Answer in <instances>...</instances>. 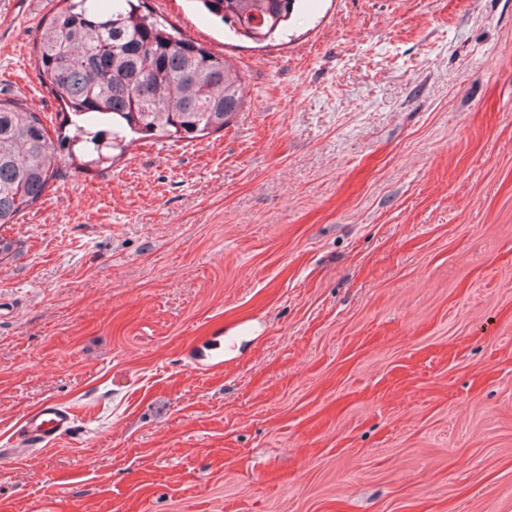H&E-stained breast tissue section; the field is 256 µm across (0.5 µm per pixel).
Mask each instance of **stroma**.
Wrapping results in <instances>:
<instances>
[{"instance_id":"obj_1","label":"stroma","mask_w":512,"mask_h":512,"mask_svg":"<svg viewBox=\"0 0 512 512\" xmlns=\"http://www.w3.org/2000/svg\"><path fill=\"white\" fill-rule=\"evenodd\" d=\"M56 3L0 0V98L50 127ZM145 4L247 101L0 226V512H512V0H303L261 43ZM47 399L74 432L15 446Z\"/></svg>"}]
</instances>
